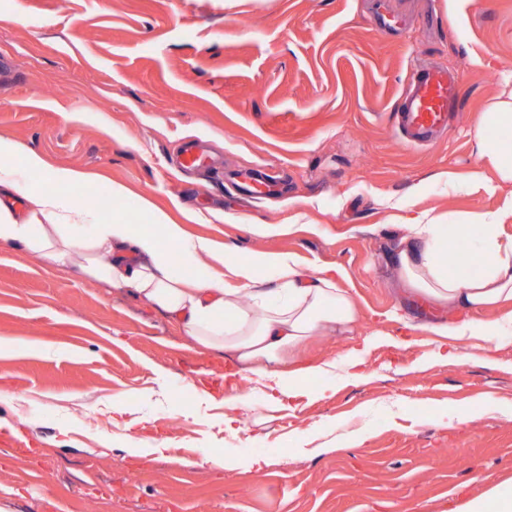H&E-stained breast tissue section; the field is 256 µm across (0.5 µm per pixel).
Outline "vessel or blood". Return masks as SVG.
<instances>
[{
    "mask_svg": "<svg viewBox=\"0 0 512 512\" xmlns=\"http://www.w3.org/2000/svg\"><path fill=\"white\" fill-rule=\"evenodd\" d=\"M461 80L460 72L454 69L434 64L417 69L397 112L398 125L412 144H430L438 133L447 130L450 112L459 107ZM231 179L253 196L275 190L273 183L254 179L248 172H232Z\"/></svg>",
    "mask_w": 512,
    "mask_h": 512,
    "instance_id": "vessel-or-blood-1",
    "label": "vessel or blood"
}]
</instances>
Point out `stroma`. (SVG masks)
Listing matches in <instances>:
<instances>
[{
    "mask_svg": "<svg viewBox=\"0 0 512 512\" xmlns=\"http://www.w3.org/2000/svg\"><path fill=\"white\" fill-rule=\"evenodd\" d=\"M388 2L395 34L376 30L374 0H0V137L18 178L44 185L23 168L33 151L84 174L65 194L139 228L144 197L236 255L341 266L356 331L311 337L291 358L305 368L356 350L367 367L358 379L336 367L326 398L313 378L270 407L250 373L225 388L230 355L83 277L80 254L62 268L1 241L0 499L15 512H455L512 480V335L492 358L461 336L459 362L435 361L440 339L421 328L433 314L388 261L418 213L452 227L504 206L506 191L465 181L482 167L474 127L512 73V0ZM422 62L461 72V106L417 147L395 114ZM195 139L218 164L187 176L173 160ZM238 169L277 177L278 191L240 196L223 177ZM114 183L125 198L109 196ZM255 224L293 230L258 237ZM362 427L365 439L318 452ZM152 436L160 447H138ZM255 445L279 455L247 468Z\"/></svg>",
    "mask_w": 512,
    "mask_h": 512,
    "instance_id": "stroma-1",
    "label": "stroma"
}]
</instances>
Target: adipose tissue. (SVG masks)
Here are the masks:
<instances>
[{
	"label": "adipose tissue",
	"instance_id": "obj_1",
	"mask_svg": "<svg viewBox=\"0 0 512 512\" xmlns=\"http://www.w3.org/2000/svg\"><path fill=\"white\" fill-rule=\"evenodd\" d=\"M510 91L501 93L476 126L480 160L501 182L512 184V74ZM30 170L44 173L47 187L20 184L0 168V241L14 242L60 266L81 245L82 269L97 283L119 288L134 299L170 315L182 332L204 349L234 355L242 370L258 376L262 396L271 403L297 397L305 376L327 377L324 367L302 373L282 369L284 352L310 336L353 333L357 316L341 267L305 271L290 252L255 251L225 257L208 239L191 237L183 225L154 212V227L143 230L124 214L94 215L60 189L79 181L78 172L46 169L37 153L27 156ZM23 197L24 215L12 206ZM473 234H461L467 263L449 273L442 227L427 214L414 217L389 258L398 280L426 302L451 313L448 322L428 323L436 336L500 335L497 320L478 311L512 304V237H503L496 213L469 217Z\"/></svg>",
	"mask_w": 512,
	"mask_h": 512
}]
</instances>
